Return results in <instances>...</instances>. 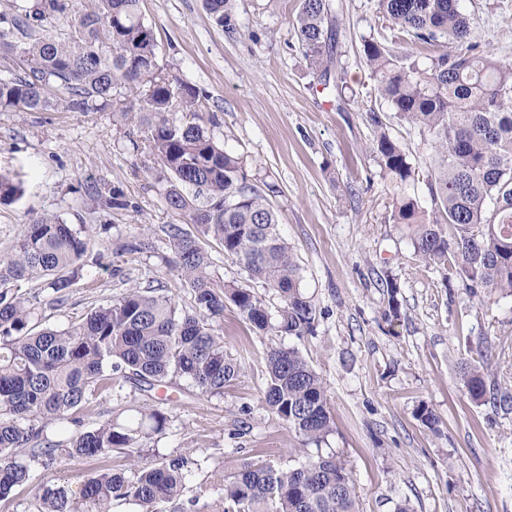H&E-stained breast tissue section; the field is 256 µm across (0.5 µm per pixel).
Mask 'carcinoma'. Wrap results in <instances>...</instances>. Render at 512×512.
<instances>
[{
  "label": "carcinoma",
  "mask_w": 512,
  "mask_h": 512,
  "mask_svg": "<svg viewBox=\"0 0 512 512\" xmlns=\"http://www.w3.org/2000/svg\"><path fill=\"white\" fill-rule=\"evenodd\" d=\"M234 0H205L229 29ZM334 0H300L292 23L310 68L329 85L336 42ZM377 17L417 44L440 39L452 53L420 60L375 38L362 53L376 91L417 127L433 148L427 212L408 191L419 169L408 151L381 131L374 143L393 194V223L411 231L414 254L443 266L487 295L512 292V60L478 49L460 0H376ZM0 108L17 112H120L139 125L160 169L169 209L196 226L167 224V264L189 287L181 306L153 286H132L60 329L38 321L17 288L43 279L63 306L80 276L90 239L54 215L30 219L24 234L0 253V501L31 483L34 472L60 459L97 461L141 451L171 422L168 400L126 417L103 408L127 383L151 392L185 381L206 397H223L241 380L245 358L224 352L226 303L259 335H311L313 300L300 288V267L279 230L269 196L276 186L248 178L240 157L205 127L196 88L169 75L140 10V0H9L0 11ZM22 183L0 173V204L22 195ZM221 243L249 273L282 299L271 317L261 297L216 279L205 248ZM261 402L295 435L285 462L251 461L223 480L215 512H357L350 471L333 452L310 454L332 434L325 383L295 346L264 352ZM485 361L464 373L476 401L487 394ZM98 412L100 420L86 419ZM202 468L189 452L127 467L104 464L77 489L36 487V512H179L185 482Z\"/></svg>",
  "instance_id": "cac0c4a2"
}]
</instances>
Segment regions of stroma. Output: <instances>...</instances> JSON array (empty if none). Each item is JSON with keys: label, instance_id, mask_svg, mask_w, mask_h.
<instances>
[{"label": "stroma", "instance_id": "1", "mask_svg": "<svg viewBox=\"0 0 512 512\" xmlns=\"http://www.w3.org/2000/svg\"><path fill=\"white\" fill-rule=\"evenodd\" d=\"M300 0H235L234 30L217 25L203 0H141L153 27L159 63L198 89L207 128L243 156L248 175L275 183L272 203L282 236L301 268V286L320 313L314 335L298 346L322 377L336 428L322 446L351 472L359 512H512V293L484 297L444 269L414 255L404 225L393 223L392 196L371 146L388 131L415 163L430 147L379 97L362 55L374 36L399 52L408 44L384 27L374 0H337L339 46L323 87L292 28ZM481 50L512 59V0H461ZM142 133L109 112L0 110V171L19 179L22 196L0 204V250L20 238L29 219L53 214L82 229L92 247L60 309L43 283L22 291L60 328L133 285H152L180 305L186 285L169 272L161 228L182 223L164 203ZM140 148H133V141ZM127 208L106 205L112 188ZM142 253L126 252L134 241ZM206 248L215 278L262 297L269 312L279 295L253 278L216 241ZM398 286L391 313L387 281ZM224 350L247 355L246 376L223 397L170 389L173 421L151 454L193 452L206 468L187 480V496L257 458L280 462L296 444L261 403L263 353L272 339L251 333L233 309L224 312ZM486 355L488 397L476 402L463 367ZM439 417L437 430L417 417ZM250 416H242V407ZM247 420L240 442L228 432Z\"/></svg>", "mask_w": 512, "mask_h": 512}]
</instances>
